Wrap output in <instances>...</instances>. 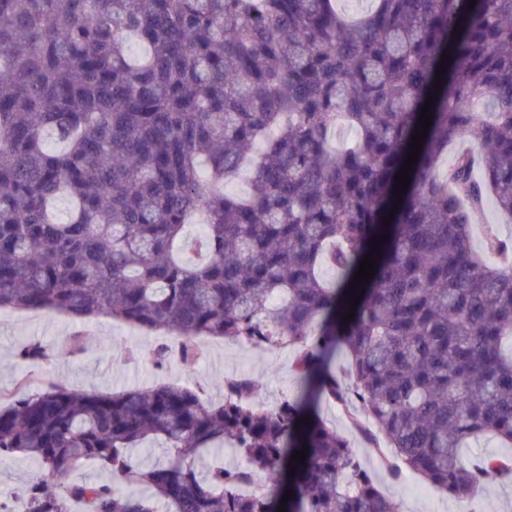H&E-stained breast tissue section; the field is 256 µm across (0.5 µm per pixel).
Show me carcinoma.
Masks as SVG:
<instances>
[{"mask_svg": "<svg viewBox=\"0 0 512 512\" xmlns=\"http://www.w3.org/2000/svg\"><path fill=\"white\" fill-rule=\"evenodd\" d=\"M336 2L0 0V309L172 333L185 365L213 336L288 348L302 384L269 411L247 375L221 380L219 403L179 383L19 389L0 404V455L42 480L8 512H278L288 491L286 512H398L321 400L361 407L395 480L466 502L512 479V460L461 454L480 437L512 447V241L489 228L472 244L487 200L512 217V0H373L354 20ZM340 126L355 138L336 143ZM462 141L483 153L440 169ZM247 164L248 191L228 193ZM367 253L377 274L346 322ZM149 443L165 463L139 460ZM226 447L245 464L213 455ZM89 460L147 493L51 490Z\"/></svg>", "mask_w": 512, "mask_h": 512, "instance_id": "carcinoma-1", "label": "carcinoma"}]
</instances>
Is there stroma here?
Wrapping results in <instances>:
<instances>
[{"instance_id": "stroma-1", "label": "stroma", "mask_w": 512, "mask_h": 512, "mask_svg": "<svg viewBox=\"0 0 512 512\" xmlns=\"http://www.w3.org/2000/svg\"><path fill=\"white\" fill-rule=\"evenodd\" d=\"M79 332L88 334V342L81 349L67 350V343ZM169 339L165 332L141 331L106 316L75 318L62 313L1 309L0 394L12 395L20 387L34 393L57 379L80 391L99 392L180 383L197 389L204 401L215 402L222 397L214 385L216 379L247 375L261 384L253 398L254 406L271 410L301 390L291 371L290 350L256 349L211 337L205 341L204 355L187 370L174 358L162 364L151 360V351ZM31 342L53 351L49 363L30 367L19 360L20 349ZM319 409L329 425L351 440L362 466L378 480L399 512H512V482L485 486L472 502L459 503L431 489L417 474L407 472L400 480H393L379 455L361 441L342 408L323 403Z\"/></svg>"}]
</instances>
